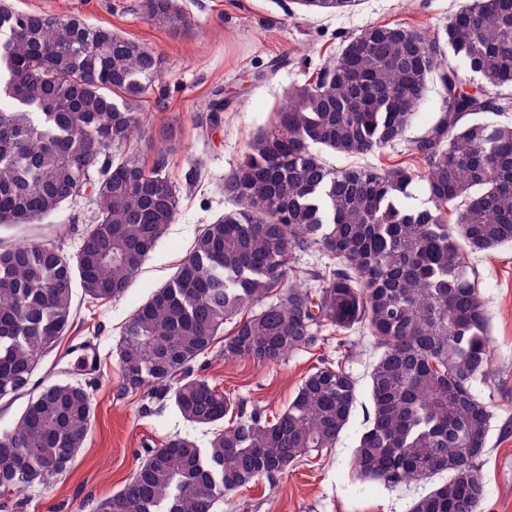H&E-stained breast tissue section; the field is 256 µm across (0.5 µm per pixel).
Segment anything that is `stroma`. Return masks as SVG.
<instances>
[{
    "label": "stroma",
    "mask_w": 512,
    "mask_h": 512,
    "mask_svg": "<svg viewBox=\"0 0 512 512\" xmlns=\"http://www.w3.org/2000/svg\"><path fill=\"white\" fill-rule=\"evenodd\" d=\"M10 8L54 20L73 18L106 27L153 48L160 71L140 106L146 126L164 124L177 131L178 145L166 172L181 195L173 224L128 288L107 304L75 296L74 323L56 350L60 369L41 368L47 382L67 379L85 385L93 397L89 438L69 469L27 489L0 512H94L122 488L146 450L170 436L194 437L206 445L211 431L187 423L169 401L145 391L124 390L116 346L135 310L174 274L203 225L231 209L224 175L242 160L247 141L273 130L284 96L294 84L313 81L338 53L344 40L370 24H404L434 31L461 0H359L342 13L290 15L289 0H177L189 24L171 31L152 24L142 0H4ZM223 99L217 123L207 107ZM440 101L439 85L425 100L402 139L366 156L332 152L323 158L340 169L354 164L377 170L423 164L410 151L413 138L432 123ZM97 216L94 197L84 196L36 218L30 239L76 254L86 224ZM478 289L489 318L493 363L476 394L490 402L494 417L487 452L481 460L485 497L480 512H512V244L492 256L475 257ZM90 344L96 365L76 363L73 345ZM374 340L363 329L322 328L314 344L268 364L249 359L206 357L198 373L244 402L247 409L272 415L283 410L304 376L324 363H342L357 383L354 413L335 447L311 453L274 480L260 479L231 495L216 512H409L426 484L385 487L362 481L351 467L359 437L372 411L369 375L376 360Z\"/></svg>",
    "instance_id": "obj_1"
}]
</instances>
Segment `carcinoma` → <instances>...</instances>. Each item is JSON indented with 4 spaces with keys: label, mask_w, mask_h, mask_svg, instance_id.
I'll return each mask as SVG.
<instances>
[{
    "label": "carcinoma",
    "mask_w": 512,
    "mask_h": 512,
    "mask_svg": "<svg viewBox=\"0 0 512 512\" xmlns=\"http://www.w3.org/2000/svg\"><path fill=\"white\" fill-rule=\"evenodd\" d=\"M356 2L294 0L306 14ZM144 10L172 31L187 23L176 0H144ZM160 66L150 47L108 28L0 6V226L23 229L89 186L98 205L75 257L26 239L0 245V399L29 396L0 430L3 501L67 470L90 433L83 384L34 380L72 326L75 289L93 303L122 297L178 213L165 173L172 127L155 133L150 168L110 153L145 133L138 103ZM434 81L438 115L410 142L424 173L326 164L322 150L359 156L400 140ZM509 87L512 0H475L433 33L371 24L314 81L288 89L277 129L249 139L224 175L234 208L203 225L117 344L125 390L170 396L213 436L205 448L168 438L96 512H215L253 480L336 447L357 401L341 366L308 373L272 418L193 373L219 339L224 360L263 364L325 326H366L379 349L357 475L394 487L446 472L411 512H479L493 411L473 386L490 376L492 346L470 256L512 243V124L490 119L512 108ZM417 180L427 209L405 204ZM304 251L327 258L310 286L297 276Z\"/></svg>",
    "instance_id": "1"
}]
</instances>
